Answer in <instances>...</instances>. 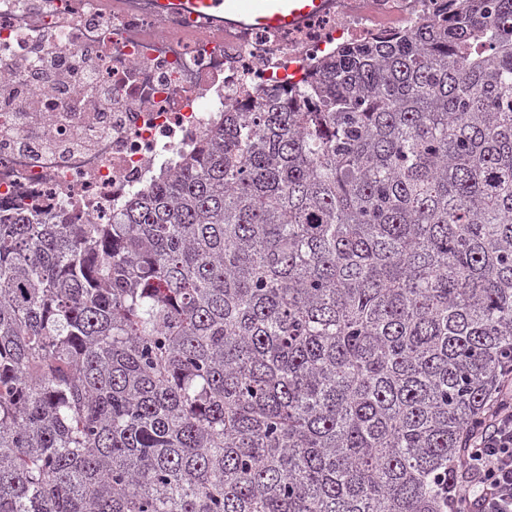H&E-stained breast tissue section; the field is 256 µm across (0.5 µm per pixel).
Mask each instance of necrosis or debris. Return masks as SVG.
Returning <instances> with one entry per match:
<instances>
[{
    "mask_svg": "<svg viewBox=\"0 0 512 512\" xmlns=\"http://www.w3.org/2000/svg\"><path fill=\"white\" fill-rule=\"evenodd\" d=\"M441 0H338L293 28L159 0H0V209L106 224L161 164L336 41L420 26Z\"/></svg>",
    "mask_w": 512,
    "mask_h": 512,
    "instance_id": "1",
    "label": "necrosis or debris"
}]
</instances>
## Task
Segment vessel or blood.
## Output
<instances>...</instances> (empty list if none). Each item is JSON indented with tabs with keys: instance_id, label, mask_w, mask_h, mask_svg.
<instances>
[{
	"instance_id": "b4317fda",
	"label": "vessel or blood",
	"mask_w": 512,
	"mask_h": 512,
	"mask_svg": "<svg viewBox=\"0 0 512 512\" xmlns=\"http://www.w3.org/2000/svg\"><path fill=\"white\" fill-rule=\"evenodd\" d=\"M227 16L258 27L297 24L325 9L328 0H223Z\"/></svg>"
}]
</instances>
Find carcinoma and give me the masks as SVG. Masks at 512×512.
Segmentation results:
<instances>
[{"mask_svg": "<svg viewBox=\"0 0 512 512\" xmlns=\"http://www.w3.org/2000/svg\"><path fill=\"white\" fill-rule=\"evenodd\" d=\"M255 97L108 224L0 218V512H448L512 371V0Z\"/></svg>", "mask_w": 512, "mask_h": 512, "instance_id": "cac0c4a2", "label": "carcinoma"}]
</instances>
